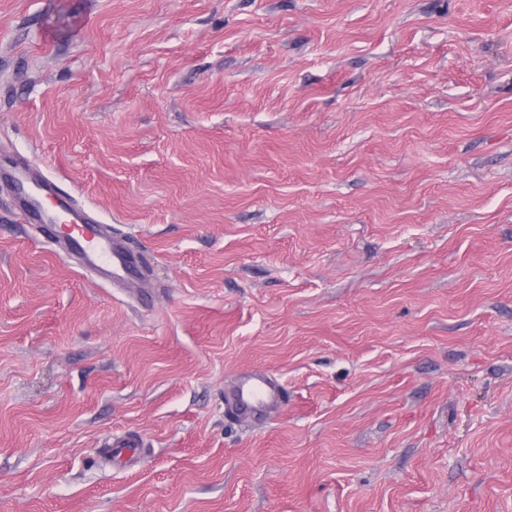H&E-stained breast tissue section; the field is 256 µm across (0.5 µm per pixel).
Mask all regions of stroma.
<instances>
[{
	"mask_svg": "<svg viewBox=\"0 0 512 512\" xmlns=\"http://www.w3.org/2000/svg\"><path fill=\"white\" fill-rule=\"evenodd\" d=\"M0 155L153 279L0 182V512H512V0H0ZM6 173L18 189L15 196L24 222L38 225L82 270L112 284V288L137 294L141 299L147 297V288L152 286L144 251L132 247L124 234L96 224L55 180L32 178L26 168L17 165L10 166ZM32 199L40 205H34ZM47 200L52 204L47 205ZM60 224H65V230ZM287 404L286 387L263 369H254L240 376L226 402L231 415L243 417L255 414L268 416Z\"/></svg>",
	"mask_w": 512,
	"mask_h": 512,
	"instance_id": "1",
	"label": "stroma"
}]
</instances>
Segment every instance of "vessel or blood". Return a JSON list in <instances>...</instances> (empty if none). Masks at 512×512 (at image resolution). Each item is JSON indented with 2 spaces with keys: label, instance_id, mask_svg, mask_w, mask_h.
Returning <instances> with one entry per match:
<instances>
[{
  "label": "vessel or blood",
  "instance_id": "vessel-or-blood-1",
  "mask_svg": "<svg viewBox=\"0 0 512 512\" xmlns=\"http://www.w3.org/2000/svg\"><path fill=\"white\" fill-rule=\"evenodd\" d=\"M9 174L24 222L38 225L82 270L122 291L146 296L149 265L124 234L95 223L56 181L32 178L16 165ZM287 403L286 387L265 370L254 369L240 376L226 405L231 415L248 417L271 414Z\"/></svg>",
  "mask_w": 512,
  "mask_h": 512
}]
</instances>
